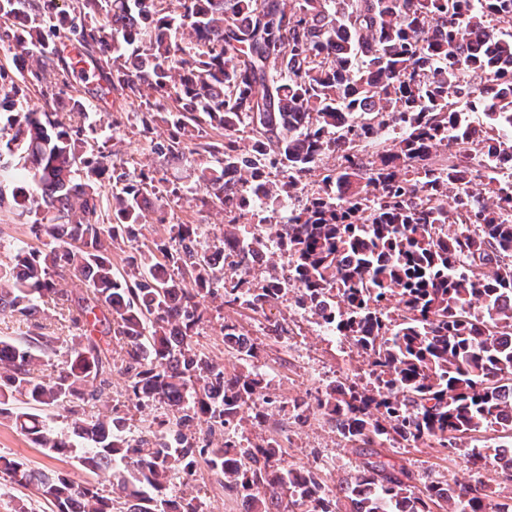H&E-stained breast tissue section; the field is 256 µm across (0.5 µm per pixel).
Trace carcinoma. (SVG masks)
I'll list each match as a JSON object with an SVG mask.
<instances>
[{"mask_svg":"<svg viewBox=\"0 0 512 512\" xmlns=\"http://www.w3.org/2000/svg\"><path fill=\"white\" fill-rule=\"evenodd\" d=\"M493 22L506 34L487 54L471 52L469 36ZM62 37L105 81L103 111L140 101L143 131L168 125L152 153L209 156L187 192L224 210V251L239 271L263 241L243 239V210L224 175L275 204L298 196L326 151L341 149L317 199L288 218L287 242L297 303L339 289L336 334L354 337L368 361L366 384H329L317 398L364 456L338 495L323 496L319 472L283 465L271 439L212 446L215 427L240 422L262 381L225 376L189 332L207 297L251 310L260 297L242 292L244 278L227 280L187 225L173 244L116 269L113 251L147 222L152 187L87 151L97 128L82 101L38 112L13 100L58 70ZM0 43L31 59L20 83L0 67V208L33 217L28 239L0 265V313L30 321L57 295L55 276L87 287L74 318L81 335L52 375L37 371L61 337H0V416L50 456L78 438L84 464L112 472V496L13 459L0 457V471L58 512H170L171 480L201 462L226 493L250 495L254 512H506L481 479L416 494L413 474L390 467L380 449L429 441L463 452L478 475L492 456L512 480V460L499 456L512 432L498 422L512 393V184L490 174L493 150H512V0H173L160 10L155 0H75L70 11L56 0H0ZM471 72L496 91L473 85ZM451 97L463 106L448 108ZM338 112L350 115L341 130ZM474 113L506 125L496 146L475 138ZM272 168L283 179H263ZM105 175L115 192L104 212ZM368 320L374 334L357 335ZM236 335L224 324L225 348L246 363L256 348L237 346ZM114 343L125 347L119 371L137 405L168 407L165 430L130 439L112 427L120 417H85L111 385ZM40 410L64 412L69 430ZM196 422L207 431L191 430Z\"/></svg>","mask_w":512,"mask_h":512,"instance_id":"obj_1","label":"carcinoma"}]
</instances>
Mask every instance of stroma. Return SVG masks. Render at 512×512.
<instances>
[{
  "mask_svg": "<svg viewBox=\"0 0 512 512\" xmlns=\"http://www.w3.org/2000/svg\"><path fill=\"white\" fill-rule=\"evenodd\" d=\"M100 80L84 78L74 74L69 84H62L57 76H48L42 92H29L27 103L34 109L52 107L55 99L67 97L74 90H81L85 98H93ZM139 104L128 105L125 111L117 113L116 126L103 131L99 137L108 163L125 171L132 181H140L142 175L154 177L158 194L154 212L148 221L136 229L134 246H123L114 254L118 266H125L126 258L133 247L150 245L160 241H172L179 225L197 224L202 231L204 247L221 246L225 216L217 208L206 205L201 198L187 195V188L196 183L204 157L184 154L160 158L150 151V142L167 139L165 124H154L150 132H143L137 120ZM183 189L180 198L165 197L167 189ZM296 297L284 295L270 301L260 312L244 310L233 305H222L220 300L204 302V318L191 331L192 341L197 349L203 350L216 361L223 363L227 374L234 375L242 366L235 356L224 348V324L236 321L241 331L249 333L257 347L253 366H264L267 374L262 383V392L267 399L261 405V412L267 413L265 424H258L253 413H245L236 428L227 431L226 436L234 441H255L261 433H275L281 439L282 462L298 467L320 465L326 481V492H334L337 481L351 471L360 461L354 448L345 446L334 426L326 421L317 410L316 398L331 382L347 377L362 375L368 367L357 346L339 349L318 336L314 327L299 323L296 316ZM291 325L295 336L292 345L273 342L266 334V324ZM307 401L309 408L302 418H294L285 410L293 400ZM116 410L126 419V433L135 437L156 420L162 419L164 410L149 405L136 408L127 392V378L113 373L110 387L103 399L88 406L87 415L94 416L109 410ZM0 456L26 463L32 468L47 467L65 474L69 479L90 484L109 492L112 478L108 473H92L81 461L80 451L68 456L49 457L39 445L15 430L10 420L0 418ZM386 460L395 467L412 470L420 483H470L475 474L465 460L444 448L400 447L385 452ZM170 495L187 493L199 498L204 512H235L237 502L230 498L216 483L206 468H199L190 485H183L181 478H174L169 486ZM29 512H57L55 504L41 497L33 487L18 484L9 475L0 472V512H17L19 507Z\"/></svg>",
  "mask_w": 512,
  "mask_h": 512,
  "instance_id": "1",
  "label": "stroma"
}]
</instances>
